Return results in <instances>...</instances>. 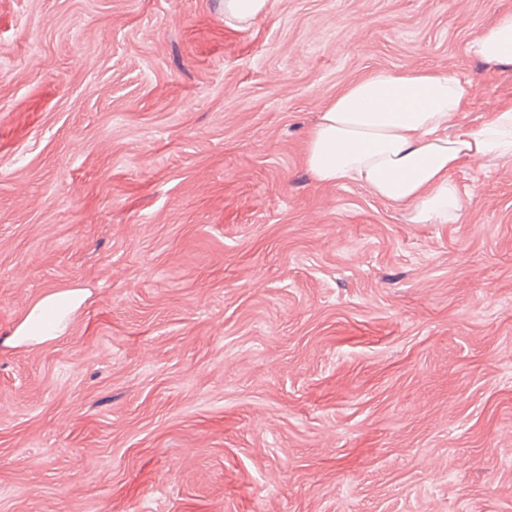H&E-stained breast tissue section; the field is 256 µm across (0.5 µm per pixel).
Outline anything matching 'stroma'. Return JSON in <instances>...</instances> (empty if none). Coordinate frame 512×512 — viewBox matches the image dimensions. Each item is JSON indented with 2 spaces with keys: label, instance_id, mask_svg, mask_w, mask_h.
I'll return each instance as SVG.
<instances>
[{
  "label": "stroma",
  "instance_id": "1",
  "mask_svg": "<svg viewBox=\"0 0 512 512\" xmlns=\"http://www.w3.org/2000/svg\"><path fill=\"white\" fill-rule=\"evenodd\" d=\"M271 2L0 0V512H512V157L445 224L303 163L381 69L512 104V0ZM271 0H224V18L243 27L265 15L271 8ZM468 54L492 67H512V10L503 12L495 24L467 47ZM88 297V292L82 288L46 292L22 316L5 344L19 349L59 339Z\"/></svg>",
  "mask_w": 512,
  "mask_h": 512
}]
</instances>
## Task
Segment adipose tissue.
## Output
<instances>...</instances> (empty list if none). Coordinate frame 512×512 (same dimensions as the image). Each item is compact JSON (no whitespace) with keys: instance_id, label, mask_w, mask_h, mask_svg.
Here are the masks:
<instances>
[{"instance_id":"1","label":"adipose tissue","mask_w":512,"mask_h":512,"mask_svg":"<svg viewBox=\"0 0 512 512\" xmlns=\"http://www.w3.org/2000/svg\"><path fill=\"white\" fill-rule=\"evenodd\" d=\"M492 67H512V10L467 47ZM472 93L459 78L430 70H380L342 89L310 131L304 161L323 183L353 181L375 197L413 204L418 221L453 220L461 209L454 172L470 158L512 156V106L475 128H459ZM86 290L49 291L6 340L19 349L64 335Z\"/></svg>"}]
</instances>
